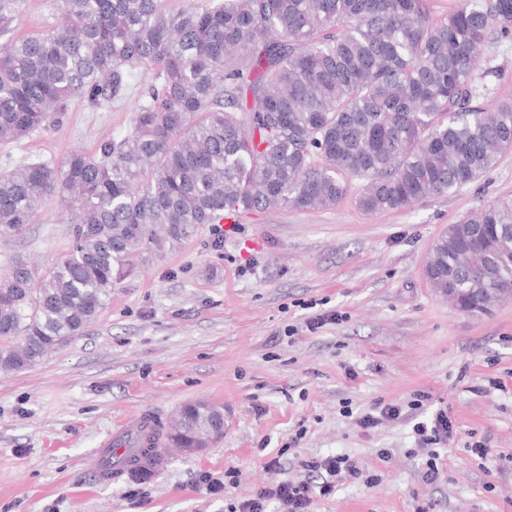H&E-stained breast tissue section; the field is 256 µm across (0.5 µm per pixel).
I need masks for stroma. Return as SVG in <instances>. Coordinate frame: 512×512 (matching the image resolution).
<instances>
[{
	"label": "stroma",
	"instance_id": "obj_1",
	"mask_svg": "<svg viewBox=\"0 0 512 512\" xmlns=\"http://www.w3.org/2000/svg\"><path fill=\"white\" fill-rule=\"evenodd\" d=\"M62 9L26 0L13 37ZM479 80L512 99V38L487 46ZM153 81L133 70L130 95L109 108L73 98L60 125L0 144V168L97 153L130 132ZM510 194L512 151L475 183L404 211L369 215L349 196L326 210L253 212L230 230L200 226L113 288L82 336L0 372V512H231L328 455L350 456L363 475L312 512H512V301L474 317L423 274L448 225ZM72 245L68 213L47 203L24 236L0 238V274L19 259L47 268ZM194 401L223 408L222 440L169 452L147 481L98 479L102 443L127 416L168 421ZM385 404L401 416L358 426ZM441 408L454 432L430 482L414 426ZM477 442L487 459L472 453ZM230 468L237 485L206 489L202 476Z\"/></svg>",
	"mask_w": 512,
	"mask_h": 512
}]
</instances>
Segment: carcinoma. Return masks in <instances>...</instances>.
Wrapping results in <instances>:
<instances>
[{
  "label": "carcinoma",
  "instance_id": "1",
  "mask_svg": "<svg viewBox=\"0 0 512 512\" xmlns=\"http://www.w3.org/2000/svg\"><path fill=\"white\" fill-rule=\"evenodd\" d=\"M52 25L0 46V142L63 121L74 97L109 107L131 68L155 70L131 132L89 155L0 170V238L20 237L43 205L71 210L73 246L45 270L0 275V371L35 366L82 335L139 260L203 224L255 210L403 211L461 189L512 150V102L480 103L485 44L512 37V0H63ZM24 0H0V36ZM512 195L442 232L426 277L436 288L512 293ZM223 408L195 402L166 447L223 436ZM160 422L124 437L112 469L146 478L162 459Z\"/></svg>",
  "mask_w": 512,
  "mask_h": 512
}]
</instances>
